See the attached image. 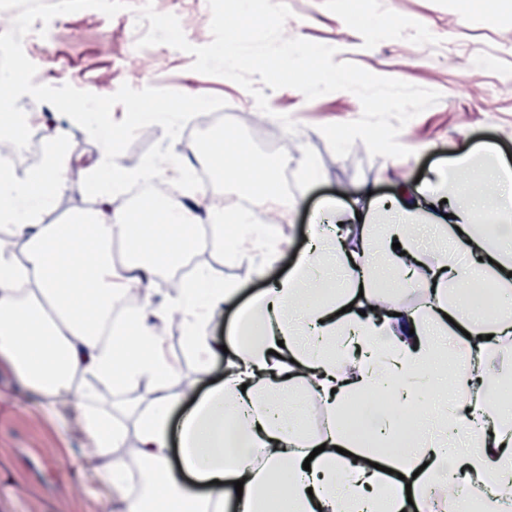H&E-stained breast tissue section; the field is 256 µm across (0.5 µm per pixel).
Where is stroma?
I'll return each instance as SVG.
<instances>
[{
    "label": "stroma",
    "mask_w": 512,
    "mask_h": 512,
    "mask_svg": "<svg viewBox=\"0 0 512 512\" xmlns=\"http://www.w3.org/2000/svg\"><path fill=\"white\" fill-rule=\"evenodd\" d=\"M499 2L491 14L472 0H287L293 16L284 26L286 36L336 47V61L440 92L436 104L404 127L413 154L399 159L370 156L360 142L346 157L332 152L320 128L360 118L362 106L353 93L309 101L298 90L282 88L269 92L271 112L263 114L235 82L192 71V55L163 44L136 49L141 31L131 10L112 17L93 9L57 16L45 38L24 41L23 49L47 85L68 83L107 96L126 83L223 98L224 137L248 140L252 164L270 170L276 183H287L289 198L301 200L294 211L281 207L255 213L257 223L282 225L288 239L270 264L248 257L231 260L207 246L195 254L194 270L209 271L239 288L234 303L214 310L209 321L210 335L225 340L239 307L294 265L309 225L322 223L329 203L350 205L367 190L381 199L399 196L403 186L435 182L451 160L483 147L494 148L502 162L512 165V0ZM154 7L175 14L191 44L211 41L207 0H154ZM354 13L373 17L376 26L348 24ZM23 109L46 114L66 128L63 165L96 167L102 148L83 128L47 103L31 101ZM282 114L292 117L297 133L284 130L278 120ZM97 206L81 184L68 181L42 221L65 224L75 213ZM165 341L181 361L171 392L188 385L202 393L223 377L224 352H216L204 373L187 354L182 331H168ZM153 398V389L142 385L95 399L122 426L112 457L132 470L137 462L127 451L138 445L137 419L124 407L130 401L146 407ZM86 449L83 431L55 418L45 399L0 359V512H125L127 488L104 487L99 472L107 460L88 461Z\"/></svg>",
    "instance_id": "stroma-1"
}]
</instances>
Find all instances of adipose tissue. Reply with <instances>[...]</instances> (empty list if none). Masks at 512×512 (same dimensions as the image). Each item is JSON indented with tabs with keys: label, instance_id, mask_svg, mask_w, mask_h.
Listing matches in <instances>:
<instances>
[{
	"label": "adipose tissue",
	"instance_id": "1",
	"mask_svg": "<svg viewBox=\"0 0 512 512\" xmlns=\"http://www.w3.org/2000/svg\"><path fill=\"white\" fill-rule=\"evenodd\" d=\"M44 168L23 180L0 174V223L25 244L24 259L0 248V358L47 397L69 393L84 378L109 389L148 385L151 409L138 419L134 454L146 492L128 512H469L482 499L493 512H512V409L496 405L488 375L512 377L498 345L512 335V170L484 148L452 162L432 188L408 186L382 204V232L361 219L356 246L322 235L309 239L287 276L249 304L232 329L224 379L204 394L179 425L168 391L180 363L158 330L177 321L200 369L216 351L206 330L212 308L231 301L235 286L197 273L154 314L129 313L111 341L99 323L126 294L131 273L157 263L178 266L200 247L193 221L173 200L149 197L142 211H106L45 224L42 213L64 184L65 134L49 136ZM251 144L233 139L211 153L241 192L262 190L275 201L270 171L244 162ZM432 229L442 250L421 257L419 237ZM278 225L256 224L237 210L230 227L214 225L209 245L232 257L277 254ZM129 256H115L118 244ZM476 265L461 262L462 254ZM427 295L422 308L401 306L404 288ZM387 308L365 309L380 292ZM462 368L449 370L451 353ZM382 390L386 407H368L362 430L342 416L350 404ZM323 424L309 433L310 407ZM73 407L94 455L117 447L122 433L84 401ZM415 431L405 425L413 411ZM177 433L181 461L200 495L169 466L168 439ZM242 488H235V481Z\"/></svg>",
	"mask_w": 512,
	"mask_h": 512
}]
</instances>
